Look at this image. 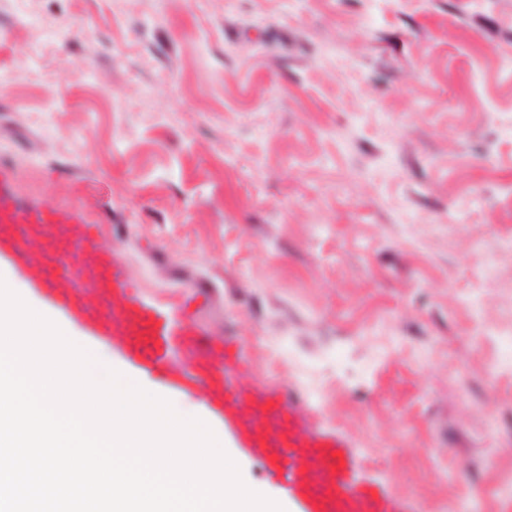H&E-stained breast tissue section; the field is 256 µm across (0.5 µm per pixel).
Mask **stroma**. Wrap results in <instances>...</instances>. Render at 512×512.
<instances>
[{
	"mask_svg": "<svg viewBox=\"0 0 512 512\" xmlns=\"http://www.w3.org/2000/svg\"><path fill=\"white\" fill-rule=\"evenodd\" d=\"M0 162L297 396L396 512H512V0H0ZM0 277L185 404L194 386Z\"/></svg>",
	"mask_w": 512,
	"mask_h": 512,
	"instance_id": "stroma-1",
	"label": "stroma"
}]
</instances>
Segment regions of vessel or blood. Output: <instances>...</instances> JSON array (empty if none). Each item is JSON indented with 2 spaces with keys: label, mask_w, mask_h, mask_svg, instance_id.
<instances>
[{
  "label": "vessel or blood",
  "mask_w": 512,
  "mask_h": 512,
  "mask_svg": "<svg viewBox=\"0 0 512 512\" xmlns=\"http://www.w3.org/2000/svg\"><path fill=\"white\" fill-rule=\"evenodd\" d=\"M4 255L36 287L149 368L170 372V354H180L193 370V385L223 404L225 417L264 459L270 476L303 497L308 512H381L353 482H338L335 437L320 432L298 402L254 380L233 341L198 326V294H188L174 312L144 302L93 225L75 209L20 199L0 167Z\"/></svg>",
  "instance_id": "obj_1"
}]
</instances>
